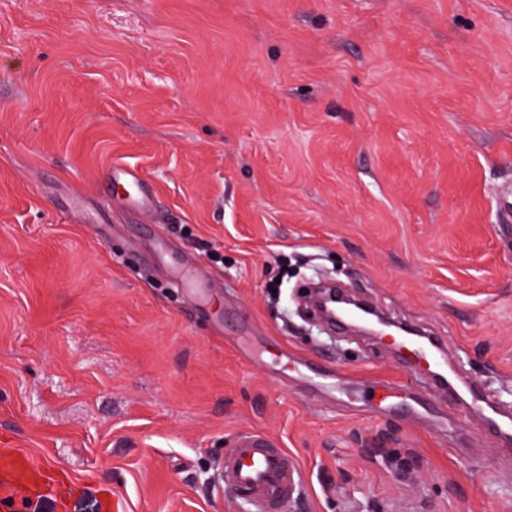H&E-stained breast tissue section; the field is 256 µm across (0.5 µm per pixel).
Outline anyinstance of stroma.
Masks as SVG:
<instances>
[{
	"label": "stroma",
	"mask_w": 512,
	"mask_h": 512,
	"mask_svg": "<svg viewBox=\"0 0 512 512\" xmlns=\"http://www.w3.org/2000/svg\"><path fill=\"white\" fill-rule=\"evenodd\" d=\"M511 201L512 0H0V448L65 489L0 512H240L251 430L286 512H512L472 399L373 412L353 385L423 371L304 313L355 292L512 415ZM104 178L109 181L111 185L112 182H114L115 188L120 185L130 190L128 194H124V197L120 198L124 205L138 209L151 207L152 199L146 193L141 183L140 175L135 170L115 164L113 171L111 166V170L105 173ZM132 187H137L138 191L135 193L132 192ZM224 455V486L240 493L250 512H282L299 478L298 464L263 432L241 435Z\"/></svg>",
	"instance_id": "35a3bbf8"
}]
</instances>
